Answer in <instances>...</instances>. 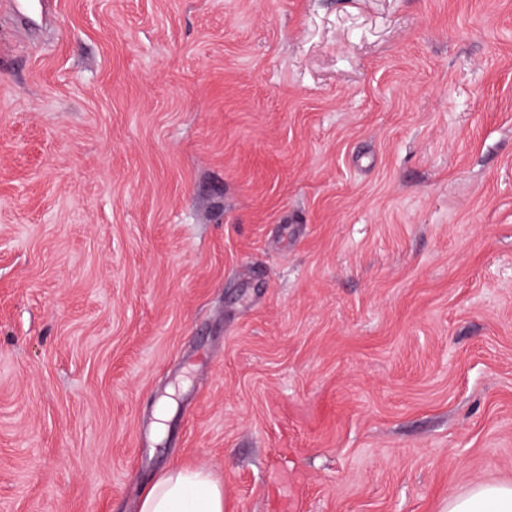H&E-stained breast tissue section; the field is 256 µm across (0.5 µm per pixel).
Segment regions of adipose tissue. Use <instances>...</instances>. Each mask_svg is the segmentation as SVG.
I'll return each instance as SVG.
<instances>
[{
	"label": "adipose tissue",
	"mask_w": 512,
	"mask_h": 512,
	"mask_svg": "<svg viewBox=\"0 0 512 512\" xmlns=\"http://www.w3.org/2000/svg\"><path fill=\"white\" fill-rule=\"evenodd\" d=\"M224 487L201 467H173L144 492L138 512H224ZM448 512H512V484L480 482L448 499Z\"/></svg>",
	"instance_id": "ef3b65f1"
}]
</instances>
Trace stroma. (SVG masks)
<instances>
[{
    "label": "stroma",
    "instance_id": "stroma-1",
    "mask_svg": "<svg viewBox=\"0 0 512 512\" xmlns=\"http://www.w3.org/2000/svg\"><path fill=\"white\" fill-rule=\"evenodd\" d=\"M0 512H448L512 484V0H0ZM224 485L201 467H173L144 492L138 512H224Z\"/></svg>",
    "mask_w": 512,
    "mask_h": 512
}]
</instances>
